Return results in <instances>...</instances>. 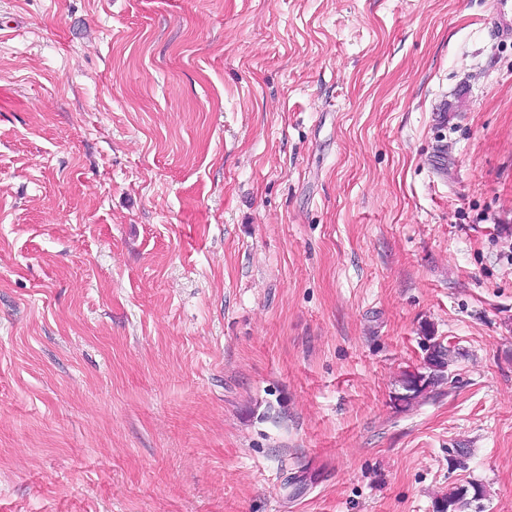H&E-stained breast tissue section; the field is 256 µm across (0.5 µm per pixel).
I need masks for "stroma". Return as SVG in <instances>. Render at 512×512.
Wrapping results in <instances>:
<instances>
[{
	"label": "stroma",
	"mask_w": 512,
	"mask_h": 512,
	"mask_svg": "<svg viewBox=\"0 0 512 512\" xmlns=\"http://www.w3.org/2000/svg\"><path fill=\"white\" fill-rule=\"evenodd\" d=\"M493 10L0 0V512H512ZM427 352L423 364L413 370H405L401 374L400 385L405 393H398L395 400L404 407H410L419 402V398L436 394L446 380L449 379V367L454 362L452 351L436 339L435 336H425ZM486 491L482 484L469 482L468 486L452 489L448 494L437 498L434 503L435 512H464L473 502L485 497Z\"/></svg>",
	"instance_id": "35a3bbf8"
}]
</instances>
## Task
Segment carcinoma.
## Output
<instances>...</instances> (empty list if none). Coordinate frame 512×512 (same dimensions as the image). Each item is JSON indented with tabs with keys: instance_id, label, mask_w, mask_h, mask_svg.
Masks as SVG:
<instances>
[{
	"instance_id": "carcinoma-1",
	"label": "carcinoma",
	"mask_w": 512,
	"mask_h": 512,
	"mask_svg": "<svg viewBox=\"0 0 512 512\" xmlns=\"http://www.w3.org/2000/svg\"><path fill=\"white\" fill-rule=\"evenodd\" d=\"M425 340L427 356L423 364L401 374L400 385L404 393L397 394L395 400L405 407L413 405L420 398L428 397L430 393H436L449 379V367L454 362L452 351L434 336H427ZM485 494L484 486L477 482L456 487L435 500V512H465L471 503L481 501Z\"/></svg>"
}]
</instances>
